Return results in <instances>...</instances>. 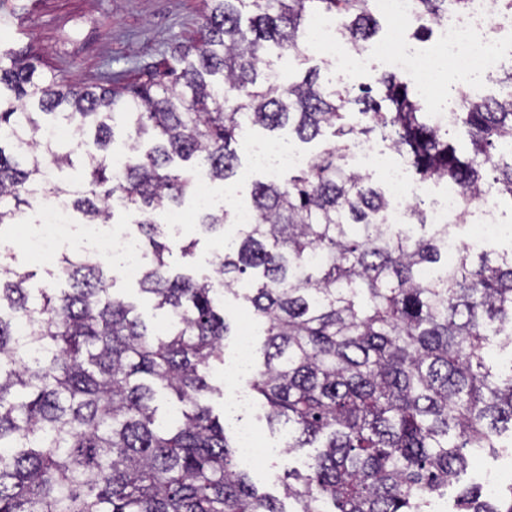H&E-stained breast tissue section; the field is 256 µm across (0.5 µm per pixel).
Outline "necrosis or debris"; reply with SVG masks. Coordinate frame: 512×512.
Listing matches in <instances>:
<instances>
[{
  "label": "necrosis or debris",
  "mask_w": 512,
  "mask_h": 512,
  "mask_svg": "<svg viewBox=\"0 0 512 512\" xmlns=\"http://www.w3.org/2000/svg\"><path fill=\"white\" fill-rule=\"evenodd\" d=\"M434 29L438 44L434 53L425 52L399 36L373 46H350L341 35L339 20L330 16L311 18L304 41L325 55L338 78H349L378 63L411 75L418 87L429 94L436 90L438 73L448 70L475 77L473 94L480 97L484 94L485 79L512 67V11L501 10L497 0H468L464 10L449 9ZM244 145L252 168L263 171L271 180L278 179L284 171L306 168L311 162L310 156L276 143L248 139ZM348 160L352 170L366 174L377 169L383 173L388 196L386 221L407 223L413 205L422 194L411 188L405 168L390 161L363 138L350 147ZM465 214L480 226L472 247L512 235V225L504 222L492 197L481 193L468 199L456 186L440 197L430 198L426 216L431 224H457ZM39 216L40 229L29 235L28 245L44 261H54L60 252L77 245L98 254L118 256L122 274L132 280L139 279L147 256L139 239L132 234L116 233L106 224H86L80 242L60 237L55 228L70 223L71 212L63 202L47 196L41 199Z\"/></svg>",
  "instance_id": "1"
}]
</instances>
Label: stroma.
<instances>
[{
  "label": "stroma",
  "mask_w": 512,
  "mask_h": 512,
  "mask_svg": "<svg viewBox=\"0 0 512 512\" xmlns=\"http://www.w3.org/2000/svg\"><path fill=\"white\" fill-rule=\"evenodd\" d=\"M204 0H0V49L13 48L36 55L46 70L69 84L104 83L115 74L133 80L138 73L168 57L178 43L197 38L203 22ZM305 60L293 53L268 48L264 61L281 79L293 80L316 67L326 83L335 78L322 55L306 49ZM188 220L181 239H198L194 255L179 259L178 272L203 279L213 274L212 261L224 250V239L233 235V226L223 234H201L193 218L191 203H184ZM0 248L9 250L17 266L32 272L30 287L39 288L58 278L55 266L42 262L25 248L24 238L0 239ZM224 311L232 324V333L224 340L225 351H233L240 341L251 349L261 344L258 325L249 324L250 314L242 301L227 299ZM257 440L272 453L252 480L261 491L282 497V481L288 468L299 466L298 457L282 450L278 430L254 412L245 419ZM502 449L482 451L470 458L460 477L461 485L488 483L495 477L512 473V435L502 434Z\"/></svg>",
  "instance_id": "1"
}]
</instances>
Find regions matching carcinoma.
Returning a JSON list of instances; mask_svg holds the SVG:
<instances>
[{
    "mask_svg": "<svg viewBox=\"0 0 512 512\" xmlns=\"http://www.w3.org/2000/svg\"><path fill=\"white\" fill-rule=\"evenodd\" d=\"M417 5L437 19L447 2ZM316 15L339 19L354 46L378 28L369 0H209L199 40L133 83L63 85L24 55L0 54V237L34 212V188L85 224L109 223L117 199L151 256L140 291L165 319L148 326L95 254L63 257L66 287L36 290L25 287L33 273L0 258V512H430L467 450L499 447L500 425H512V359L496 370L490 348L499 336L512 344V260L475 264L467 248L448 258L452 225L427 223L419 205L409 223H384L383 189L346 159L378 133L420 181L474 195L491 173L512 202V96L453 88L464 155L398 75L377 78L378 98L323 83L316 67L274 84L260 70L267 44L304 56ZM49 117L68 141L47 138ZM246 125L340 141L283 183L253 182L255 221L224 241L218 282L198 280L176 271L156 215L180 208L203 173L237 179ZM118 126L128 143L116 172ZM76 162L79 185L51 179ZM230 221L223 208L198 215L207 234ZM245 278L253 287L240 293ZM228 294L264 336L254 402L288 430V453L317 449L288 470L286 511L251 483L210 404L221 390L209 372L232 331ZM456 512H512V484L491 501L464 488Z\"/></svg>",
    "mask_w": 512,
    "mask_h": 512,
    "instance_id": "carcinoma-1",
    "label": "carcinoma"
}]
</instances>
